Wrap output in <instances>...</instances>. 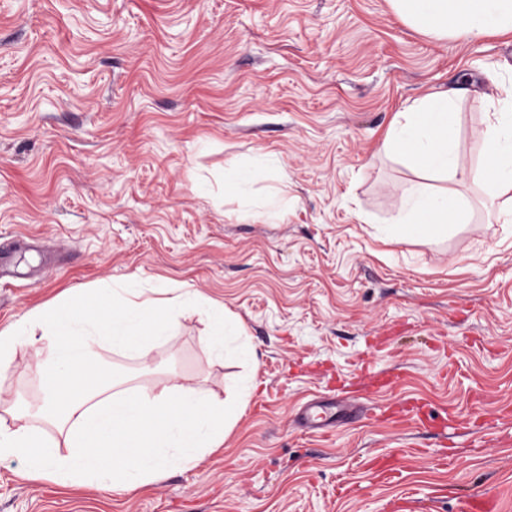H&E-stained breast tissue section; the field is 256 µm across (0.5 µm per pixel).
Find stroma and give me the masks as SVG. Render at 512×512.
Here are the masks:
<instances>
[{
  "label": "stroma",
  "mask_w": 512,
  "mask_h": 512,
  "mask_svg": "<svg viewBox=\"0 0 512 512\" xmlns=\"http://www.w3.org/2000/svg\"><path fill=\"white\" fill-rule=\"evenodd\" d=\"M510 81L512 35L438 40L389 0H0V330L127 285L186 289L246 327L220 360L191 311L146 359L99 348L117 389L244 398L204 463L124 491L34 481L5 455L0 512H387L408 491L430 512L466 494L512 512V443L491 427L512 407V223L469 184L470 223L401 234L416 176L378 151L395 113L458 86L477 165L482 92ZM44 357L16 345L0 411L41 405ZM365 361L393 384L364 388ZM338 390L363 419L296 427ZM398 403L473 424L445 436L385 417Z\"/></svg>",
  "instance_id": "stroma-1"
}]
</instances>
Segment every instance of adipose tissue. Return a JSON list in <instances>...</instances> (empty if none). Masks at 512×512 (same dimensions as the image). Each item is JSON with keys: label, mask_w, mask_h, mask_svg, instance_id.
Returning a JSON list of instances; mask_svg holds the SVG:
<instances>
[{"label": "adipose tissue", "mask_w": 512, "mask_h": 512, "mask_svg": "<svg viewBox=\"0 0 512 512\" xmlns=\"http://www.w3.org/2000/svg\"><path fill=\"white\" fill-rule=\"evenodd\" d=\"M389 2L407 24L438 39L512 33V0ZM460 96L457 90L429 95L397 113L380 146L417 175L404 190L396 217L409 235L444 233L449 225L468 221L460 197L434 190L432 180L477 182L493 197L512 189V85L494 87L482 134L483 158L475 167H465L456 150ZM190 309L212 321L204 342L216 358H223L227 335L240 334V325L223 304L197 303L174 288L160 302L140 288H116L111 301L81 312L65 302L30 312L28 322L41 329L47 348L34 375L44 384L50 412L13 427L0 425V456L24 457L35 478L61 485L89 480L122 489L155 481L160 465L171 459V448L178 451L176 463L194 467L204 462L223 447L240 403L178 383L153 393L112 391L97 352L106 341L144 358L152 342L171 339L172 316ZM47 422L63 435L67 455L55 453L56 442L43 428Z\"/></svg>", "instance_id": "ef3b65f1"}]
</instances>
